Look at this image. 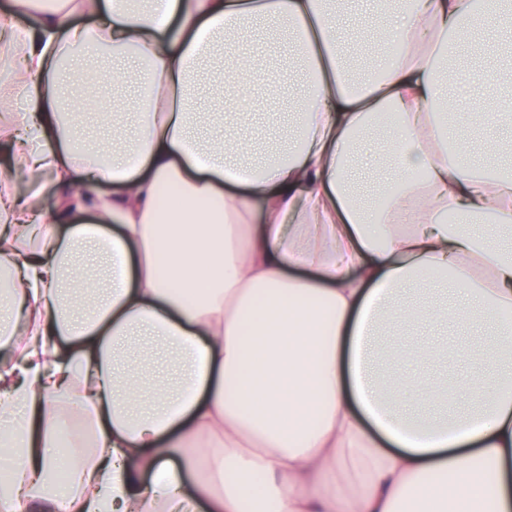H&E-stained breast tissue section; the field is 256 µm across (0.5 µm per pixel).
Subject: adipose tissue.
I'll return each mask as SVG.
<instances>
[{"label":"adipose tissue","instance_id":"ef3b65f1","mask_svg":"<svg viewBox=\"0 0 512 512\" xmlns=\"http://www.w3.org/2000/svg\"><path fill=\"white\" fill-rule=\"evenodd\" d=\"M504 2L411 0L357 85L329 0H13L0 512H512V172L471 158L512 96L454 134L442 70L512 31ZM259 22L311 70L247 164L223 113L200 131L199 78L241 103L270 57L224 39ZM107 87L131 127L91 148ZM429 322L494 323L457 346L486 367L400 342Z\"/></svg>","mask_w":512,"mask_h":512}]
</instances>
